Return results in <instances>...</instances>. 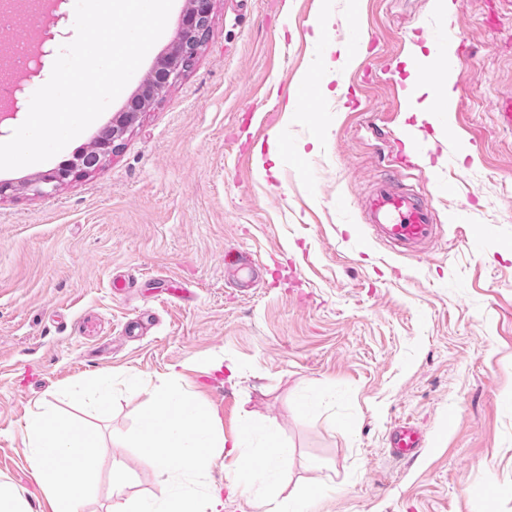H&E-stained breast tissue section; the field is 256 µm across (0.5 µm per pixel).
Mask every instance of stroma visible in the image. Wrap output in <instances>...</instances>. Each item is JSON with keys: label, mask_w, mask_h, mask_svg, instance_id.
Listing matches in <instances>:
<instances>
[{"label": "stroma", "mask_w": 512, "mask_h": 512, "mask_svg": "<svg viewBox=\"0 0 512 512\" xmlns=\"http://www.w3.org/2000/svg\"><path fill=\"white\" fill-rule=\"evenodd\" d=\"M215 0L208 36L181 80L143 112L93 173L47 196L0 199V477L51 512L28 463L25 424L47 402L101 448L85 512L158 490L127 434L146 398L134 374L178 366L225 440L252 460L265 432L288 458L257 474L224 512L256 495L318 487L312 512H512V0ZM187 0L104 113L51 159L0 170L20 183L73 159L122 112L176 40ZM465 41L449 111L410 98L423 53L447 63ZM355 64L346 97L285 115L298 77L323 78L330 45ZM443 142L407 154L404 182L428 192L439 236L421 259L361 239L362 200L395 165V140ZM278 162L259 173L257 150ZM453 193H445V184ZM254 257V287L224 274L226 249ZM131 288L117 293L113 277ZM235 377L209 372L215 358ZM113 380L108 407L71 398L89 373ZM407 420L419 453L394 460L386 435Z\"/></svg>", "instance_id": "1"}]
</instances>
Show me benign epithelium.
<instances>
[{"mask_svg": "<svg viewBox=\"0 0 512 512\" xmlns=\"http://www.w3.org/2000/svg\"><path fill=\"white\" fill-rule=\"evenodd\" d=\"M215 0H189L183 29L177 41L156 62L153 72L144 82L141 94L152 104L164 97L169 88L183 76L188 56L196 54L198 43L209 28ZM144 109L138 99L130 101L127 109L112 124V135H102L94 142L92 156L85 160L54 168L29 180L23 187L35 195H48L73 178L97 169L121 145L125 134L136 125Z\"/></svg>", "mask_w": 512, "mask_h": 512, "instance_id": "7a95c632", "label": "benign epithelium"}]
</instances>
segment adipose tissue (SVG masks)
I'll use <instances>...</instances> for the list:
<instances>
[{
	"label": "adipose tissue",
	"instance_id": "1",
	"mask_svg": "<svg viewBox=\"0 0 512 512\" xmlns=\"http://www.w3.org/2000/svg\"><path fill=\"white\" fill-rule=\"evenodd\" d=\"M177 370L139 379L149 401L132 441L142 464L153 471L160 486L149 499L126 496L128 479L122 468L111 476L112 512H224L227 499L252 489L250 459L240 441L215 438L206 411L190 395L174 391ZM28 460L52 512H81L93 476L97 438L77 433L48 409H36L25 425ZM233 458L237 476L218 486L208 474L221 459Z\"/></svg>",
	"mask_w": 512,
	"mask_h": 512
}]
</instances>
